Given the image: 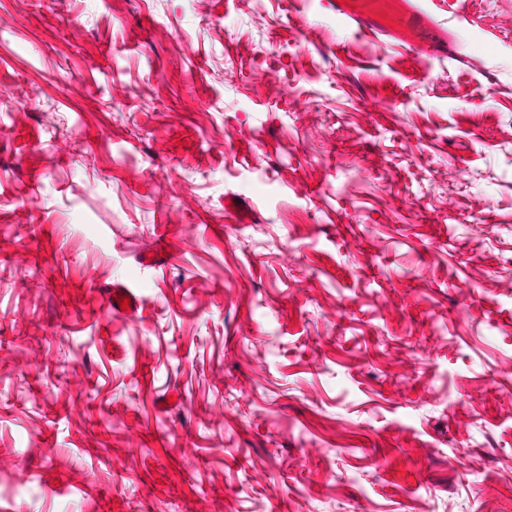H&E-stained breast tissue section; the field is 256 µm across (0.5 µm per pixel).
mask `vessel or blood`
Instances as JSON below:
<instances>
[{
	"mask_svg": "<svg viewBox=\"0 0 512 512\" xmlns=\"http://www.w3.org/2000/svg\"><path fill=\"white\" fill-rule=\"evenodd\" d=\"M332 9L342 22H352L365 33L386 37L391 43L411 52L432 57L452 53L455 39L422 7L420 0H333ZM128 299L129 309H137L136 289L117 285L108 292L105 307L120 313L121 299Z\"/></svg>",
	"mask_w": 512,
	"mask_h": 512,
	"instance_id": "obj_1",
	"label": "vessel or blood"
}]
</instances>
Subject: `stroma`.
Here are the masks:
<instances>
[{"instance_id":"1","label":"stroma","mask_w":512,"mask_h":512,"mask_svg":"<svg viewBox=\"0 0 512 512\" xmlns=\"http://www.w3.org/2000/svg\"><path fill=\"white\" fill-rule=\"evenodd\" d=\"M425 7L0 0V512H512V0ZM336 19L352 22L363 32L411 52L433 57L454 51L455 39L422 7L419 0H333ZM137 287H128L123 285H114L113 289L107 293V298L104 302L105 308L113 314H127L134 312L139 305V296L137 294ZM124 298H129L128 308L121 309L118 299L123 302Z\"/></svg>"}]
</instances>
